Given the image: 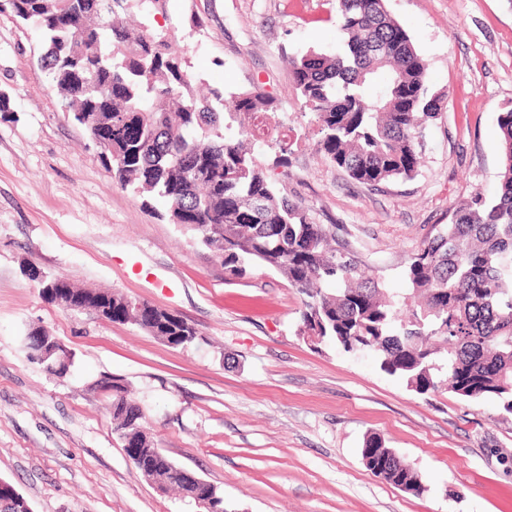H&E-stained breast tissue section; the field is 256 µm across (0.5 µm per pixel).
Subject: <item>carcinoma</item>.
<instances>
[{"label":"carcinoma","instance_id":"cac0c4a2","mask_svg":"<svg viewBox=\"0 0 512 512\" xmlns=\"http://www.w3.org/2000/svg\"><path fill=\"white\" fill-rule=\"evenodd\" d=\"M45 47L42 66L73 119L112 126L97 146L102 165L143 202L159 200L170 221L224 259L232 277L255 266L281 273L303 296L299 335L312 332L346 352L370 350L380 368L419 394L448 390L469 400L494 398L512 414V109L500 113L503 172L494 197L457 208L414 254L406 269L399 317L379 283L332 246V234L276 194L255 150L224 136V94L198 97L174 47L175 37L112 21L110 0H3ZM342 47L289 60L295 89L314 116L318 146L353 179L379 184L410 178L419 166L423 125L441 110L428 94L427 66L384 0H338ZM261 90L234 98L236 114L268 111ZM335 288H328L329 284ZM125 296L82 289L77 305L112 322L131 323L178 345L198 332L165 310L124 311ZM114 431L129 456L154 443L139 405L112 380ZM363 458L386 482L421 492L417 472L366 439Z\"/></svg>","mask_w":512,"mask_h":512}]
</instances>
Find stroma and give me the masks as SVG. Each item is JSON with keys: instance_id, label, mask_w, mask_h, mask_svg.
<instances>
[{"instance_id": "1", "label": "stroma", "mask_w": 512, "mask_h": 512, "mask_svg": "<svg viewBox=\"0 0 512 512\" xmlns=\"http://www.w3.org/2000/svg\"><path fill=\"white\" fill-rule=\"evenodd\" d=\"M443 100L409 178L358 182L317 147L289 57L342 44L336 0H167L149 23L175 36L193 87L260 89L288 119L276 190L393 295L423 241L501 179L498 126L512 109V0H385ZM39 35L0 13V479L33 512H189L136 470L113 430L104 381L118 378L175 464L224 492L227 512H512V415L447 388L421 395L298 334L301 297L279 273L232 278L222 257L122 188L63 111L38 63ZM148 302L194 325L172 347L129 323L46 301L23 262ZM52 333L75 354L66 377L31 362L23 338ZM416 471L414 495L367 469V436Z\"/></svg>"}]
</instances>
